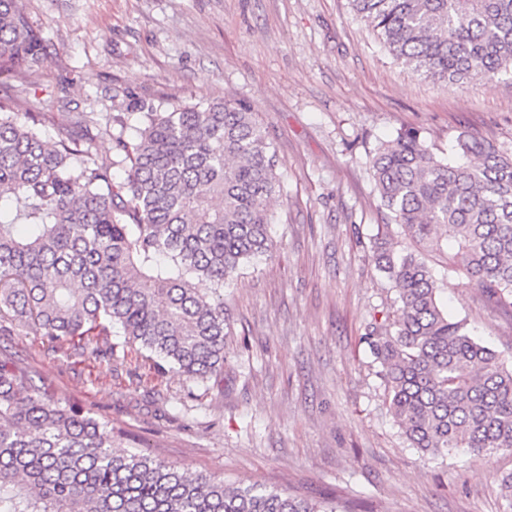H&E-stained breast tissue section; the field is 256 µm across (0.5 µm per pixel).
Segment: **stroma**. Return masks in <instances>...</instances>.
<instances>
[{
  "label": "stroma",
  "instance_id": "obj_1",
  "mask_svg": "<svg viewBox=\"0 0 512 512\" xmlns=\"http://www.w3.org/2000/svg\"><path fill=\"white\" fill-rule=\"evenodd\" d=\"M43 60L0 86L56 137L81 112L127 116L216 100L252 106L284 177L273 250L224 287V367L200 384L113 336L54 341L0 321V360L40 393L127 430L138 452L244 486H277L347 512H512V454L408 446L364 338L397 305L373 258L386 224L368 153L404 130L441 152L466 133L512 152V79L422 80L348 0H24ZM450 316L512 364V314L425 251Z\"/></svg>",
  "mask_w": 512,
  "mask_h": 512
}]
</instances>
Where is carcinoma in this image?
Listing matches in <instances>:
<instances>
[{
	"mask_svg": "<svg viewBox=\"0 0 512 512\" xmlns=\"http://www.w3.org/2000/svg\"><path fill=\"white\" fill-rule=\"evenodd\" d=\"M392 58L425 80L512 76V0H349ZM45 56L23 0H0V81ZM136 139L92 151L109 113L57 139L41 112L0 100V319L57 341L115 332L161 371L203 383L224 366V286L268 254L279 161L247 105L141 112ZM464 161L417 131L369 153L381 206L421 248H449L468 284L512 307V154L463 133ZM126 166L123 183L112 167ZM375 263L400 306L366 337L411 447L512 454V367L439 302L415 249L382 238ZM130 435L42 395L0 362V512H341L276 487H241L116 446Z\"/></svg>",
	"mask_w": 512,
	"mask_h": 512,
	"instance_id": "carcinoma-1",
	"label": "carcinoma"
}]
</instances>
